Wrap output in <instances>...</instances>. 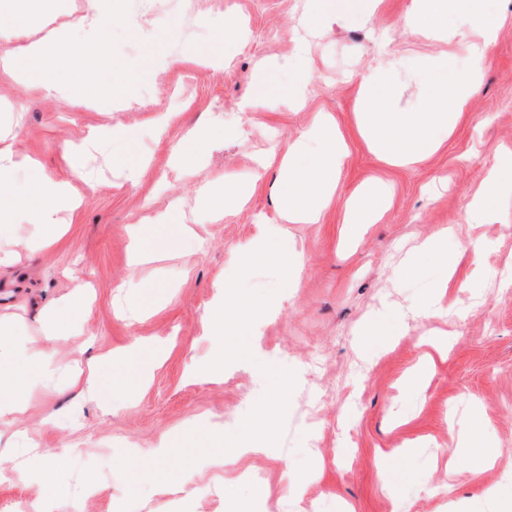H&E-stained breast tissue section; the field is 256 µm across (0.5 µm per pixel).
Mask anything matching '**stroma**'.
Listing matches in <instances>:
<instances>
[{"label": "stroma", "mask_w": 512, "mask_h": 512, "mask_svg": "<svg viewBox=\"0 0 512 512\" xmlns=\"http://www.w3.org/2000/svg\"><path fill=\"white\" fill-rule=\"evenodd\" d=\"M303 0H116L109 39L97 48L96 70L120 61L138 107L112 112L76 110L32 97L22 79L0 77V127L13 131V147L63 174L64 150L81 147L85 178L76 188L83 202L56 245L30 254L37 232L16 226L19 258L0 267V317L22 325L27 339L52 362H87L111 356L134 340H164L165 363L148 387L100 406L85 401L79 386L62 381L32 396L28 409L0 422V512H33L47 494L21 474L20 445L54 449L64 460L67 486L60 512H481L482 491L512 485V286L499 276L512 268V198L500 219L471 217L469 205L485 188L499 156L512 151V0H496L504 22L477 92L451 133L416 163L391 165L368 143L359 112L363 76L384 56L395 58V104L418 108L428 94L429 62L464 73L467 41L429 37L405 16L410 0H377L370 19L336 22L324 36L305 37ZM223 13L247 30L220 71L185 63L142 78L145 39L161 36L171 54L214 37L207 17ZM140 23L132 34L127 20ZM307 44L309 80L296 110L242 114L252 74L264 60H294ZM174 112L164 138L152 125L155 111ZM223 113L239 137H216L204 147L194 172L170 168L169 155L185 129ZM331 115L347 148L339 188L323 223L289 224L285 237L302 256L297 287L288 288L276 267L246 261L259 217H274L275 169L256 178L259 158L285 151L320 114ZM126 128L123 141L89 143L103 124ZM366 180L388 185L386 212L374 224H345L344 202ZM249 182L244 208L214 221L206 194ZM181 206L191 236L160 238L153 258L131 266L130 228L151 225L171 203ZM452 228L451 278L429 259L407 270L405 259L441 228ZM165 280L163 307L131 315L141 286ZM231 281L245 298L274 300L271 315L254 320L249 356L228 352L224 374L187 380L190 366L207 364L215 342L204 332L216 285ZM92 285L95 299L84 330L44 342L39 309ZM389 308L406 311L398 336L363 352L360 331ZM449 333L448 352L436 358L427 379L408 377L434 332ZM287 364L292 382L276 406L261 452L237 463L229 456L249 442L247 422L265 403V366ZM481 418L485 429L470 425ZM224 425V445H209L211 422ZM172 443L162 468L171 493L143 489L130 495L125 457L161 441ZM493 443L500 457L481 466L479 448ZM402 448L392 467L401 478L386 486L379 453ZM191 477L199 492L189 502L175 489Z\"/></svg>", "instance_id": "stroma-1"}]
</instances>
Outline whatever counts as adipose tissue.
I'll return each mask as SVG.
<instances>
[{
    "label": "adipose tissue",
    "instance_id": "1",
    "mask_svg": "<svg viewBox=\"0 0 512 512\" xmlns=\"http://www.w3.org/2000/svg\"><path fill=\"white\" fill-rule=\"evenodd\" d=\"M44 0H0V39L7 47L0 52V73L13 77L25 76L32 92L41 99H55L71 107L93 110L112 98L111 87L89 80L87 69L76 68L66 54V42L74 26L88 30L95 42H106L112 23V0H88V8L79 21L66 14H56L39 35L27 31L29 16L42 10ZM370 0H306L305 14L311 25L329 30L333 22L348 18L367 20L371 14ZM214 40L208 45H186L181 59L215 71L223 70L224 56L238 44L236 27L215 20ZM275 66L260 64L254 77L251 95L240 104L241 111H274L281 105H296L304 99L302 84L278 90L274 87ZM233 138L236 127L214 122L213 126L189 129L182 147L173 154L176 166L188 168L201 156V147L214 133ZM346 145L342 135L329 118H321L311 128L305 140L289 145L282 154L278 169L280 189L277 216L260 221V233L250 244L248 259H267L282 271L289 287H296L304 263L300 254L288 248L284 241L285 224H316L324 215L326 205L335 193L345 159ZM19 166L12 144L0 134V266L9 264L14 256L12 230L22 223L39 230L37 247L60 241L65 228L61 213L76 212L81 201L70 177L47 172L40 163L27 161L28 179L18 183ZM512 195V153L501 154L490 173L487 190L470 204L471 210L493 216L503 197ZM387 201L386 188L378 183L363 184L347 201L348 223L373 224L381 217ZM182 210L171 204L160 214L155 225L132 228V262L149 258L153 242L159 233H188ZM87 307L76 295L64 298L43 309L38 318L39 333L44 340L80 332ZM265 305L248 306L232 288L209 309L206 330L218 344L228 337L250 335L249 322ZM168 356L165 345L137 341L112 356V392L128 395L149 384L153 372ZM49 376V364L41 352L28 347L21 334L0 325V420L21 413L28 392Z\"/></svg>",
    "mask_w": 512,
    "mask_h": 512
}]
</instances>
